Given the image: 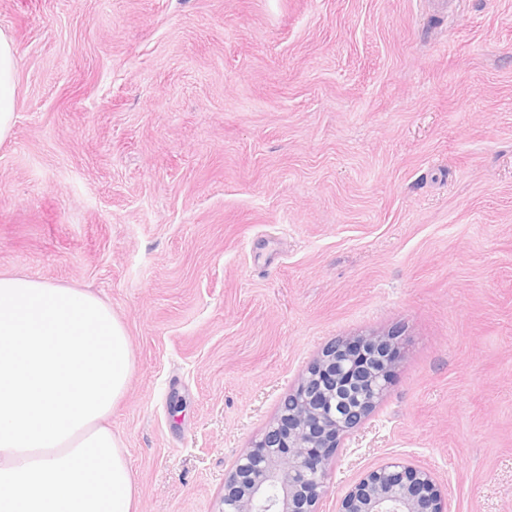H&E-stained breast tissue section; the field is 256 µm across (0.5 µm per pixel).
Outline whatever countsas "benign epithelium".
Returning <instances> with one entry per match:
<instances>
[{"instance_id":"7a95c632","label":"benign epithelium","mask_w":512,"mask_h":512,"mask_svg":"<svg viewBox=\"0 0 512 512\" xmlns=\"http://www.w3.org/2000/svg\"><path fill=\"white\" fill-rule=\"evenodd\" d=\"M399 336L395 328L328 344L236 460L219 512H318L333 456L388 388ZM337 512H448V489L431 469L393 458L365 471Z\"/></svg>"}]
</instances>
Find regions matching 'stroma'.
I'll return each mask as SVG.
<instances>
[{
    "label": "stroma",
    "mask_w": 512,
    "mask_h": 512,
    "mask_svg": "<svg viewBox=\"0 0 512 512\" xmlns=\"http://www.w3.org/2000/svg\"><path fill=\"white\" fill-rule=\"evenodd\" d=\"M0 272L100 293L139 512H218L326 344L399 328L391 457L512 512V0H0ZM16 52L12 39L0 32V141L12 133L15 119Z\"/></svg>",
    "instance_id": "1"
}]
</instances>
